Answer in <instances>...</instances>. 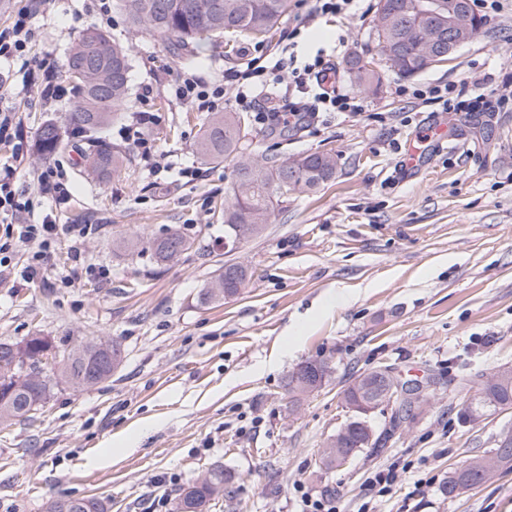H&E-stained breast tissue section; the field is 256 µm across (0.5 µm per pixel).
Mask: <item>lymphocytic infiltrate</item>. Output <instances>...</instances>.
Returning <instances> with one entry per match:
<instances>
[{
	"mask_svg": "<svg viewBox=\"0 0 512 512\" xmlns=\"http://www.w3.org/2000/svg\"><path fill=\"white\" fill-rule=\"evenodd\" d=\"M32 17L31 7H22L11 25L0 29V60H22L25 82L35 87L42 102L50 103L59 99L62 86L56 81L54 66L30 53L34 39ZM331 69L330 60L320 54L303 68L290 70L282 58L268 51L252 58L246 67L229 74V86L211 88L192 72L183 71L176 75L172 91L176 100L204 111L214 109L217 99L228 93L237 106L253 112L257 124L274 123L288 127L299 123L305 112L354 110L352 97L323 90L322 85ZM286 72L293 77L299 101L281 111L264 106L263 97L279 93L282 75ZM0 144L13 148L11 160L0 163V273L12 270L18 249L27 246L31 253L22 275L32 281L41 274L48 252L59 236L65 235L78 242L85 238L87 228L82 224L57 223L49 214L38 221H20V213L33 209L31 200L23 199L19 189L22 177L19 162L24 156L26 141L15 110L3 105H0Z\"/></svg>",
	"mask_w": 512,
	"mask_h": 512,
	"instance_id": "obj_1",
	"label": "lymphocytic infiltrate"
}]
</instances>
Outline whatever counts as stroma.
Returning a JSON list of instances; mask_svg holds the SVG:
<instances>
[{
	"label": "stroma",
	"mask_w": 512,
	"mask_h": 512,
	"mask_svg": "<svg viewBox=\"0 0 512 512\" xmlns=\"http://www.w3.org/2000/svg\"><path fill=\"white\" fill-rule=\"evenodd\" d=\"M109 4L101 19V4ZM377 0H353L337 14L316 0H291L272 35L227 33L203 41L193 62L174 61L168 42L134 32L118 0H55L35 12V51L63 68L78 34L94 26L130 47V92L102 135L129 150L110 182L86 169L85 144L68 122L72 85L53 105L30 97L11 64L10 95L27 140L21 187L35 211L60 224H90L83 242L60 237L41 278L0 274V339L45 336L53 347L80 338L120 342L123 361L90 389L58 386L32 418L0 426V512H47L63 495L94 497L108 512H174L183 487L210 467L237 476L233 499L209 512H297L301 492L336 499L341 512H512V471L445 498L441 485L464 460L512 433V408L466 421V379L512 368V0L486 13V26L447 61L404 78L382 76L362 91L344 73L351 54L373 53ZM311 61L332 54L336 91L356 110L322 112L301 128L262 130L239 112L256 160L335 153V180L291 195L262 236L224 251L225 191L234 160L196 151L208 113L177 103L171 82L182 70L223 84L255 48ZM450 85L484 95L480 112L447 111L416 99ZM148 112L145 131L171 166L153 169L123 131ZM54 123L63 146L52 160L36 152L39 129ZM445 129L417 166L402 158L410 137ZM62 165L72 196L64 205L36 196L33 177ZM199 170L195 180L183 169ZM179 230L189 249L156 267L149 242ZM137 244L126 252L124 241ZM244 265L241 293L202 306L198 292L225 261ZM108 268L109 278L98 275ZM345 302L323 313L336 292ZM307 360L334 371L315 393L292 401L284 387ZM402 380L432 383L428 406L392 428L393 406L371 412L377 452L325 473L322 448L351 418L343 391L378 367ZM404 467L388 494L371 496V472Z\"/></svg>",
	"instance_id": "35a3bbf8"
}]
</instances>
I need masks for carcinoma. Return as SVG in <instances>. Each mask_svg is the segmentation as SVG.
<instances>
[{
    "label": "carcinoma",
    "instance_id": "obj_1",
    "mask_svg": "<svg viewBox=\"0 0 512 512\" xmlns=\"http://www.w3.org/2000/svg\"><path fill=\"white\" fill-rule=\"evenodd\" d=\"M214 0H119V5L129 23L140 30L164 37L173 52L192 53L201 39H221L224 33L233 31L260 38L269 34L288 13L290 0H221L224 8L215 14L209 9ZM384 12L382 27H374L375 48L382 60L392 61L386 70L401 76H411L424 68L418 56L419 44L427 27L434 26L448 30V0H432L426 11L402 12L398 4L402 0H379ZM112 44V56L93 48L94 42ZM390 48L393 57L385 55ZM348 75L365 90L380 83V72L374 68V57L365 59L356 56L349 62ZM131 58L128 50L114 42L104 31L90 26L77 37L66 59V75L73 83L75 101L68 121L75 133L87 144L85 165L103 179L118 172L124 163L130 161L125 150L101 136L100 130L107 126L118 107L123 105L129 92ZM241 119L234 112L212 117L204 127L198 141L199 152L212 160L236 158L247 149L242 143ZM38 150L47 157L62 146L56 125L45 124L37 138ZM306 172L298 174L302 189L313 191L327 183L336 164V155L330 152L306 156ZM287 160L240 161L234 169V180L230 188V203L224 206V241L229 250L244 240L263 234L274 211L288 202V196L281 191V183L288 178ZM186 239L177 231H170L155 238L150 245L151 257L158 265H165L186 247ZM247 271L234 287L203 288L199 293L202 305L220 303L237 296L245 285ZM110 350L122 357L121 345L108 340L79 341L59 351L62 364L61 383L74 389L88 386L90 361ZM316 373L327 378L333 367L326 361L317 363L311 370L298 365L288 374V394L295 398L302 394L307 377ZM377 370L355 377L344 390V400L351 405L360 400L369 402L379 397L374 387ZM51 387L27 380L17 386L14 383L0 386V425L16 420L28 419L50 396ZM512 404V376L496 374L481 383L464 412V419L476 420L487 412ZM380 438L367 445L358 429L345 425L328 444L330 452L321 461L326 471L336 468L333 458L336 450L345 449L355 455L365 451L376 452ZM511 471L512 454L500 456L487 454L464 462L441 486L445 496H451L461 489L484 483L487 471ZM236 476L221 465H216L196 482L181 489L177 507L190 509L220 498H234ZM49 512H106L103 502L89 497L61 496L49 507Z\"/></svg>",
    "mask_w": 512,
    "mask_h": 512
}]
</instances>
